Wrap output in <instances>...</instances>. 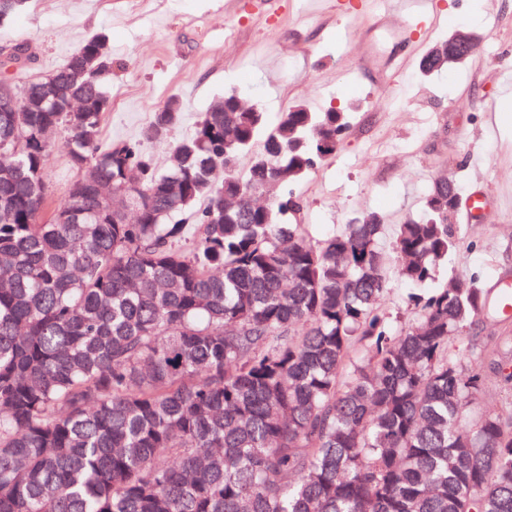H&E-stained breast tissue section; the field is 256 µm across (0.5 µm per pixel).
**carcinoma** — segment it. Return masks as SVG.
Here are the masks:
<instances>
[{"instance_id": "carcinoma-1", "label": "carcinoma", "mask_w": 512, "mask_h": 512, "mask_svg": "<svg viewBox=\"0 0 512 512\" xmlns=\"http://www.w3.org/2000/svg\"><path fill=\"white\" fill-rule=\"evenodd\" d=\"M459 66L444 39L420 71ZM111 71L91 36L51 72L54 107L0 114V512H512V401L478 403L512 385V334L453 346L495 306L473 278L435 286L459 244L448 184L389 251L377 212L315 241L285 189L350 113L269 125L226 94L162 170L141 141L182 102L105 144ZM46 80L18 82L25 104ZM53 129L76 172L59 205ZM394 279L418 288L404 324L380 305Z\"/></svg>"}]
</instances>
